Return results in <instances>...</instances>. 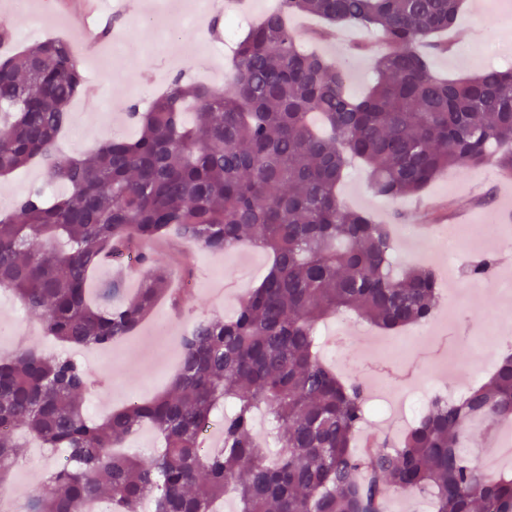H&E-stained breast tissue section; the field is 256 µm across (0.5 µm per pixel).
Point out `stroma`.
I'll list each match as a JSON object with an SVG mask.
<instances>
[{"instance_id": "stroma-1", "label": "stroma", "mask_w": 512, "mask_h": 512, "mask_svg": "<svg viewBox=\"0 0 512 512\" xmlns=\"http://www.w3.org/2000/svg\"><path fill=\"white\" fill-rule=\"evenodd\" d=\"M155 0H126L125 11L114 16L112 8L89 19L101 27L102 42L98 54L83 57L85 79L101 88L100 95H78L71 103L72 119L68 135L60 137L59 146L66 152H86L98 144L122 134L134 136L136 129L126 122L128 101L147 108L152 97L165 90L173 74H182L187 81H203L217 87L233 81L235 70L232 54L228 52L222 30L224 19L207 15L201 27H171L168 18L155 15ZM0 24L12 29L19 44L25 45L48 37L75 38L77 21L65 6L64 0H31L29 10L17 9L12 0H0ZM304 41L318 52L341 63L348 76L352 95H359L374 77L370 57L352 58L347 47L326 38H316L320 27L317 19L300 16L292 21ZM128 35L133 47L116 70L108 68L103 57L112 49L120 35ZM450 39L458 45L457 52H438L432 55L435 73L465 78L488 67L512 64V59L488 55L490 46L508 44L512 47V0H463L462 10ZM512 189V182L501 178L496 169L487 166L459 172L450 170L438 176L422 198L385 199L374 196L370 178L363 167H354L339 188L344 205L369 211L375 220L391 225L400 232L407 224H424L428 210L442 208L446 220H453L459 209H468L477 224L488 223L490 217L502 211V196ZM156 263L172 266V287L183 285L185 268H193L195 293L204 305L196 314H170L168 306H161L159 315L168 316L173 329L193 323L196 317L213 313L234 314L241 293L257 286L269 270V256L251 247L234 252L213 255L189 252L173 236L159 240L153 247ZM439 301L435 317L448 314L449 304H456L461 315L481 332L495 329V316L500 313L502 300L498 293L467 288L439 286ZM13 327L10 336L0 335V352L35 348L57 350L41 332L38 319L32 316L9 292L0 290V327ZM74 357L92 370L103 371L111 381L104 390L95 391L84 399L86 412L102 419L118 406L126 404L129 396L144 399L167 389L179 361L172 341L155 335L152 323H145L129 338L111 348L73 349ZM23 466L15 469L7 480V489L13 490L19 502L39 491L41 476L55 459L41 449L25 446Z\"/></svg>"}]
</instances>
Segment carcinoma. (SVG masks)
Masks as SVG:
<instances>
[{
	"label": "carcinoma",
	"mask_w": 512,
	"mask_h": 512,
	"mask_svg": "<svg viewBox=\"0 0 512 512\" xmlns=\"http://www.w3.org/2000/svg\"><path fill=\"white\" fill-rule=\"evenodd\" d=\"M460 0H280L236 47L235 81L217 89L175 77L142 112L134 137L91 154L55 150L82 72L68 40L0 56V176L40 158L54 202L35 188L0 217V288L11 290L46 335L105 349L130 336L170 287L150 245L174 233L191 249L249 244L272 256L235 313L204 317L182 336L170 390L99 421L81 398L96 375L67 355L25 349L0 356V485L19 462L16 435L64 449L26 512H385L390 492L428 497L433 512H512V478L491 476L466 451L473 423L488 435L512 419V355L461 402L438 396L402 441L354 447L365 418L360 388L318 356V323L354 312L384 329L431 320L437 279L393 270L392 233L344 207L337 186L352 160L374 194L419 196L445 169L485 165L512 177V69L450 80L436 75L428 39L451 29ZM311 15L327 31L376 30V83L347 92L342 64L303 50L286 18ZM106 262L144 270L128 297L116 283L90 303L89 273ZM220 422L223 440L203 436ZM163 448L116 452L143 425Z\"/></svg>",
	"instance_id": "cac0c4a2"
}]
</instances>
